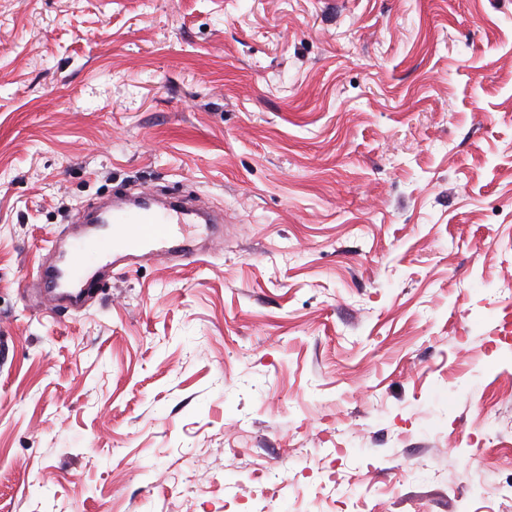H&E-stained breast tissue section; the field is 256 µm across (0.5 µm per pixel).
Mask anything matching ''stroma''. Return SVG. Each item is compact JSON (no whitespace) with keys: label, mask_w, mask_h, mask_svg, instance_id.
Listing matches in <instances>:
<instances>
[{"label":"stroma","mask_w":512,"mask_h":512,"mask_svg":"<svg viewBox=\"0 0 512 512\" xmlns=\"http://www.w3.org/2000/svg\"><path fill=\"white\" fill-rule=\"evenodd\" d=\"M140 185L220 240L53 307ZM508 320L512 0H0V512H512Z\"/></svg>","instance_id":"35a3bbf8"}]
</instances>
